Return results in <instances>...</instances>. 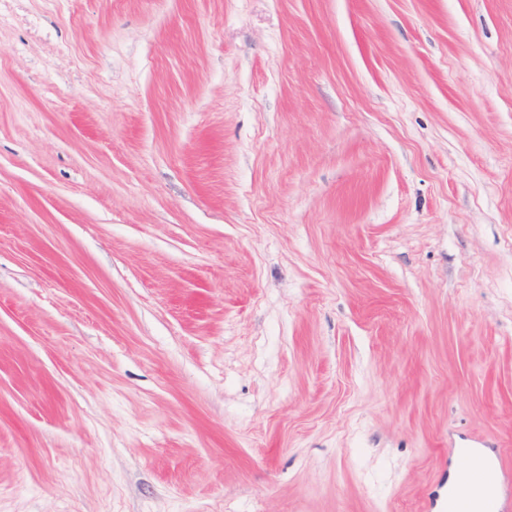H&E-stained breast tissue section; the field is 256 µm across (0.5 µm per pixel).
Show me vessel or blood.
<instances>
[{"label": "vessel or blood", "mask_w": 512, "mask_h": 512, "mask_svg": "<svg viewBox=\"0 0 512 512\" xmlns=\"http://www.w3.org/2000/svg\"><path fill=\"white\" fill-rule=\"evenodd\" d=\"M461 451L469 469L449 487L441 512H512V469L505 466L503 452L476 438L468 439ZM491 471L498 473L497 482L485 481Z\"/></svg>", "instance_id": "vessel-or-blood-1"}]
</instances>
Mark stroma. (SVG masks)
<instances>
[{
  "label": "stroma",
  "mask_w": 512,
  "mask_h": 512,
  "mask_svg": "<svg viewBox=\"0 0 512 512\" xmlns=\"http://www.w3.org/2000/svg\"><path fill=\"white\" fill-rule=\"evenodd\" d=\"M512 450V0H0V512H423Z\"/></svg>",
  "instance_id": "stroma-1"
}]
</instances>
